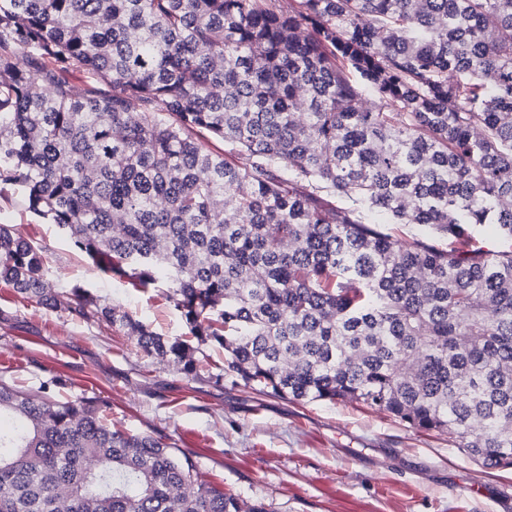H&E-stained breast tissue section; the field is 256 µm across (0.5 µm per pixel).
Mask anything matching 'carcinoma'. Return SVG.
Masks as SVG:
<instances>
[{"label": "carcinoma", "mask_w": 512, "mask_h": 512, "mask_svg": "<svg viewBox=\"0 0 512 512\" xmlns=\"http://www.w3.org/2000/svg\"><path fill=\"white\" fill-rule=\"evenodd\" d=\"M1 186L163 289L186 332L59 291L0 224L20 298L130 331L187 379L209 344L216 384L354 400L512 467V250L472 243L481 224L512 240V0H0ZM64 386L0 377V512H270Z\"/></svg>", "instance_id": "obj_1"}]
</instances>
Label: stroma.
I'll list each match as a JSON object with an SVG mask.
<instances>
[{"mask_svg": "<svg viewBox=\"0 0 512 512\" xmlns=\"http://www.w3.org/2000/svg\"><path fill=\"white\" fill-rule=\"evenodd\" d=\"M0 224L43 247L58 290L82 288L161 335L184 333L160 291L104 274L9 187L0 190ZM203 353L209 376L185 379L146 356L135 337L21 301L0 283V375L27 387L61 378L63 396L105 397L115 424L171 436L225 491L275 512H512V468H482L454 439L355 401L299 404L257 396L229 376L213 383L224 355L209 346Z\"/></svg>", "mask_w": 512, "mask_h": 512, "instance_id": "stroma-1", "label": "stroma"}]
</instances>
